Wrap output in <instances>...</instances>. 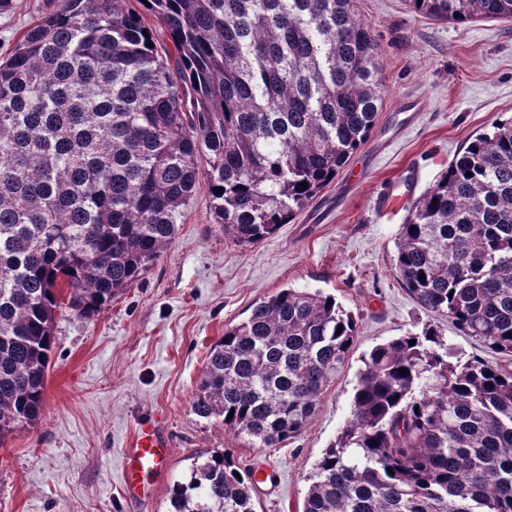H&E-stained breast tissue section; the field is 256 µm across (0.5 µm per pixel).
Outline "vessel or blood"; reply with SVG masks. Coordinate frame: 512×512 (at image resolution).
<instances>
[{
	"label": "vessel or blood",
	"mask_w": 512,
	"mask_h": 512,
	"mask_svg": "<svg viewBox=\"0 0 512 512\" xmlns=\"http://www.w3.org/2000/svg\"><path fill=\"white\" fill-rule=\"evenodd\" d=\"M167 447L160 421L140 423L123 466L124 492L131 502L146 501L149 487L163 477L167 468Z\"/></svg>",
	"instance_id": "vessel-or-blood-1"
}]
</instances>
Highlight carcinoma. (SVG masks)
Instances as JSON below:
<instances>
[{"mask_svg": "<svg viewBox=\"0 0 512 512\" xmlns=\"http://www.w3.org/2000/svg\"><path fill=\"white\" fill-rule=\"evenodd\" d=\"M138 2L173 52L127 0H63L0 59V442L43 418L56 312L90 318L141 280L200 180L224 235L258 244L336 179L381 108L354 0ZM409 4L512 19V0ZM395 268L436 322L364 358L302 512H512V371L448 363L441 327L512 357V117L412 204ZM356 332L333 296L282 289L224 328L192 411L279 448L311 423ZM252 493L226 448L173 484L167 512H256Z\"/></svg>", "mask_w": 512, "mask_h": 512, "instance_id": "obj_1", "label": "carcinoma"}]
</instances>
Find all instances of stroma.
Instances as JSON below:
<instances>
[{"instance_id": "stroma-1", "label": "stroma", "mask_w": 512, "mask_h": 512, "mask_svg": "<svg viewBox=\"0 0 512 512\" xmlns=\"http://www.w3.org/2000/svg\"><path fill=\"white\" fill-rule=\"evenodd\" d=\"M0 14V55L60 0H15ZM373 28L386 77L369 140L292 223L254 246L224 235L200 182L176 234L144 278L97 316L55 315L43 420L0 442V512H166L173 483L195 459L231 449L243 468L270 461L279 490L257 512H302L309 477L350 414L372 347L418 333L433 317L395 269L396 238L412 203L497 119L512 116V21L448 23L407 0H355ZM284 288L319 290L357 317L348 364L310 425L280 448H252L192 411L211 345L255 303ZM448 360L505 363L444 324ZM162 417L165 477L146 502L122 492L135 426Z\"/></svg>"}]
</instances>
